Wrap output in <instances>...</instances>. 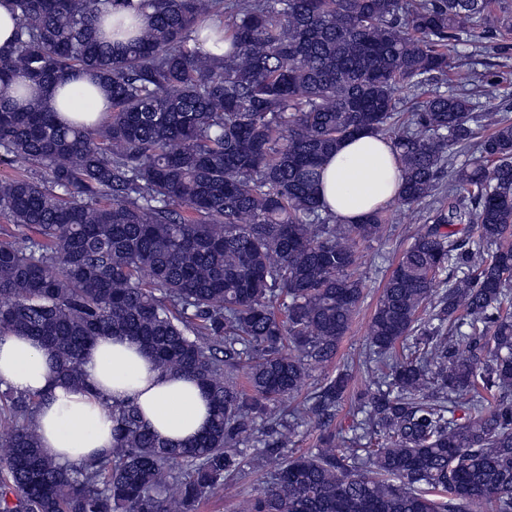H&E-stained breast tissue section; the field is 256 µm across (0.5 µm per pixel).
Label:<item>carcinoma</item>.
<instances>
[{"mask_svg": "<svg viewBox=\"0 0 512 512\" xmlns=\"http://www.w3.org/2000/svg\"><path fill=\"white\" fill-rule=\"evenodd\" d=\"M13 2L0 335L51 349L74 387L88 347L128 336L205 387L213 416L170 448L112 404V451L68 466L40 446L41 396L5 390L0 512H198L246 447L270 473L241 512H512V121L475 140L472 77L448 54L491 0H139L145 24L109 31L130 0ZM210 20L221 54L190 47ZM80 70L110 100L91 125L52 102ZM435 74L456 92L400 113ZM363 132L393 145L399 201L428 209L371 316L358 366L373 381L345 437L330 422L350 369L310 405L280 401L335 358L363 300L357 252L386 212L342 224L318 195L325 160ZM455 144L479 157L456 166ZM308 425L316 451L275 453Z\"/></svg>", "mask_w": 512, "mask_h": 512, "instance_id": "carcinoma-1", "label": "carcinoma"}]
</instances>
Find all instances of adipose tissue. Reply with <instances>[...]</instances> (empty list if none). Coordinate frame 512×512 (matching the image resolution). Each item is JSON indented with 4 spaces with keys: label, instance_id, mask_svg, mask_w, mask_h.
<instances>
[{
    "label": "adipose tissue",
    "instance_id": "adipose-tissue-1",
    "mask_svg": "<svg viewBox=\"0 0 512 512\" xmlns=\"http://www.w3.org/2000/svg\"><path fill=\"white\" fill-rule=\"evenodd\" d=\"M62 117L102 112L105 93L85 73L75 74ZM403 182L391 144L364 133L344 141L325 161L320 201L345 224L360 223L372 210L397 201ZM81 388L56 373V360L32 337L0 336V387L42 395L36 412L40 443L55 460L78 464L109 454L114 443L112 402L137 406L149 429L169 447L202 435L211 421L210 397L195 380L162 371L141 346L126 336H104L83 355Z\"/></svg>",
    "mask_w": 512,
    "mask_h": 512
}]
</instances>
